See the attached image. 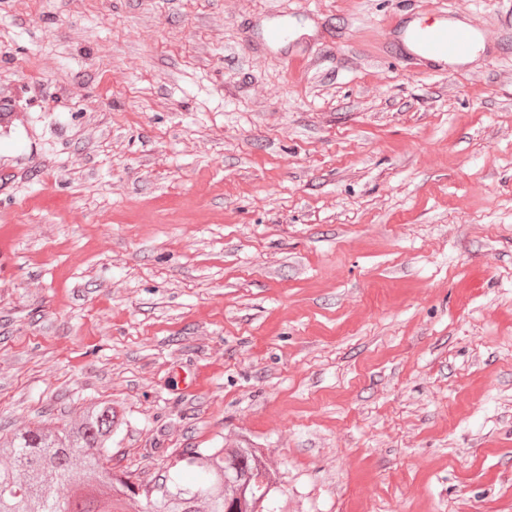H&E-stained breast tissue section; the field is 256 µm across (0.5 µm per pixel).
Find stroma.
<instances>
[{
  "instance_id": "stroma-1",
  "label": "stroma",
  "mask_w": 512,
  "mask_h": 512,
  "mask_svg": "<svg viewBox=\"0 0 512 512\" xmlns=\"http://www.w3.org/2000/svg\"><path fill=\"white\" fill-rule=\"evenodd\" d=\"M0 0V433L264 448L278 512H512V0ZM288 39L268 43L273 23ZM431 20L420 21L404 32L411 55L426 63L434 62L445 71L448 62L458 59L469 49L488 47L496 40L472 20L454 23L448 9L432 12Z\"/></svg>"
}]
</instances>
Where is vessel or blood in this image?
Wrapping results in <instances>:
<instances>
[{"label":"vessel or blood","instance_id":"vessel-or-blood-1","mask_svg":"<svg viewBox=\"0 0 512 512\" xmlns=\"http://www.w3.org/2000/svg\"><path fill=\"white\" fill-rule=\"evenodd\" d=\"M404 40L412 55L424 62L443 67L467 50L488 47L493 39L473 21L453 22L447 10L435 11L431 19H423L404 32Z\"/></svg>","mask_w":512,"mask_h":512}]
</instances>
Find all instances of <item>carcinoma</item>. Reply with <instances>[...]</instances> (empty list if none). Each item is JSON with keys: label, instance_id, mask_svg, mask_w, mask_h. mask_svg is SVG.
I'll return each mask as SVG.
<instances>
[{"label": "carcinoma", "instance_id": "carcinoma-1", "mask_svg": "<svg viewBox=\"0 0 512 512\" xmlns=\"http://www.w3.org/2000/svg\"><path fill=\"white\" fill-rule=\"evenodd\" d=\"M124 418L107 400L78 418L24 427L0 439V512H276L281 477L263 448H198V477L154 484L112 471L113 438Z\"/></svg>", "mask_w": 512, "mask_h": 512}]
</instances>
